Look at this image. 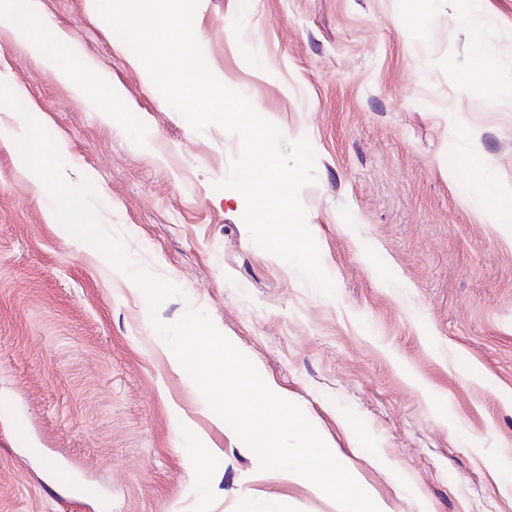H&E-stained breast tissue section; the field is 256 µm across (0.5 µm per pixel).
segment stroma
<instances>
[{
	"label": "stroma",
	"mask_w": 512,
	"mask_h": 512,
	"mask_svg": "<svg viewBox=\"0 0 512 512\" xmlns=\"http://www.w3.org/2000/svg\"><path fill=\"white\" fill-rule=\"evenodd\" d=\"M41 2L135 123L105 122L1 35L0 76L65 173L102 185L135 264L180 288L155 315L206 312L386 512H512V228L475 204L512 200V0H480V35L466 0H199L215 76L316 153L300 200L332 299L216 190L240 138L194 131L91 0ZM14 122L0 112V512H340L259 470L143 294L48 223ZM472 151L476 175L460 168Z\"/></svg>",
	"instance_id": "stroma-1"
}]
</instances>
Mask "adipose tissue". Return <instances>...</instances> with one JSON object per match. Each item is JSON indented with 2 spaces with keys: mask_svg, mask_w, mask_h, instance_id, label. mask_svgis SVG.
Wrapping results in <instances>:
<instances>
[{
  "mask_svg": "<svg viewBox=\"0 0 512 512\" xmlns=\"http://www.w3.org/2000/svg\"><path fill=\"white\" fill-rule=\"evenodd\" d=\"M0 32L7 33L42 67L56 72L59 80L85 98L96 111L111 115L118 111L117 93L95 94L88 79L77 78L72 61L56 53V46L69 43L70 36L43 15L40 0H0Z\"/></svg>",
  "mask_w": 512,
  "mask_h": 512,
  "instance_id": "ef3b65f1",
  "label": "adipose tissue"
}]
</instances>
